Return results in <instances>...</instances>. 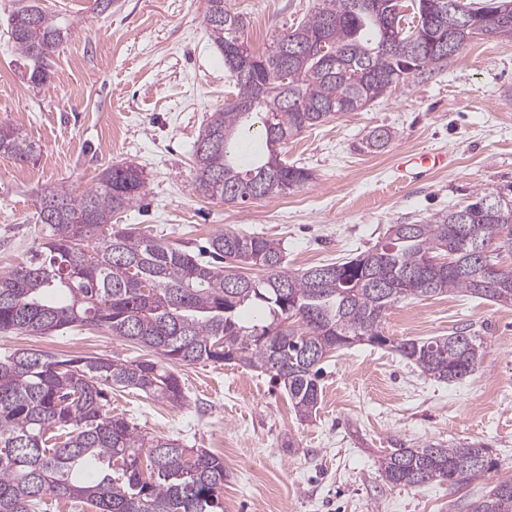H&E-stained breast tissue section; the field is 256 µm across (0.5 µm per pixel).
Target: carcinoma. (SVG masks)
<instances>
[{"mask_svg": "<svg viewBox=\"0 0 512 512\" xmlns=\"http://www.w3.org/2000/svg\"><path fill=\"white\" fill-rule=\"evenodd\" d=\"M13 2L15 50L32 63L29 82L43 85L71 29L37 0ZM425 2L431 27L415 37L392 0H318L292 31L260 50L246 36L245 16L225 0H206L203 21L219 53L236 45L256 62L235 70L224 61L236 94L210 115L194 144L195 190L245 203L308 183L309 170L288 163L278 147L365 108L470 40L444 11L448 0ZM466 6L480 18L482 35L512 39V0ZM256 137L267 154L241 157L236 143ZM393 137L376 128L357 150L377 153ZM35 152L19 128L0 125V155L26 162ZM143 185L142 169L130 162L103 169L79 197L64 184L42 189L44 241L26 262L0 272V332L41 336L94 326L150 353L135 361L27 349L0 356V512H38L47 496L96 512H224L223 458L138 430L107 409V388L181 404L177 367L236 363L270 374L306 419L320 402L321 362L365 340L385 344L381 324L398 302L456 291L512 306V269L491 268L512 254L511 198L491 210L483 205L487 193L475 194L465 222L451 209L425 224H393L384 242L326 264L335 277L325 283L315 266L288 270L273 239L226 228L211 237L205 260L113 223L139 204ZM439 254L450 262H434ZM239 264L265 276L233 272ZM396 349L422 375L460 383L478 370L484 339L464 328L403 339ZM380 470L393 487L446 481L457 488L489 470L487 448L397 441ZM467 512H512V478L472 499Z\"/></svg>", "mask_w": 512, "mask_h": 512, "instance_id": "cac0c4a2", "label": "carcinoma"}]
</instances>
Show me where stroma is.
Wrapping results in <instances>:
<instances>
[{
  "instance_id": "obj_1",
  "label": "stroma",
  "mask_w": 512,
  "mask_h": 512,
  "mask_svg": "<svg viewBox=\"0 0 512 512\" xmlns=\"http://www.w3.org/2000/svg\"><path fill=\"white\" fill-rule=\"evenodd\" d=\"M71 36L32 86L10 38L12 0H0V124L22 129L34 160L0 156V272L41 241L36 199L63 184L81 194L106 167L144 171L141 208L122 214L153 238L198 253L231 228L282 241L289 270L353 257L384 241L394 224H421L512 186V41L475 38L443 65L410 73L359 112L340 115L283 145L310 182L293 193L228 205L195 192L193 146L233 88L202 22L205 0H44ZM315 0H226L244 15L254 46L297 25ZM394 137L378 153L356 151L375 128ZM444 154L447 166L402 177L405 159ZM468 327L483 336L479 369L460 383L422 376L394 349L405 338ZM388 345L358 344L323 364L322 396L300 420L269 375L240 365L180 368L186 399L174 406L117 388L110 407L141 430L224 459V512H463L465 500L512 477V306L463 292L395 304ZM132 361L140 347L101 329L49 336L0 333V354ZM484 444L490 473L459 489L385 483L378 460L393 441Z\"/></svg>"
}]
</instances>
